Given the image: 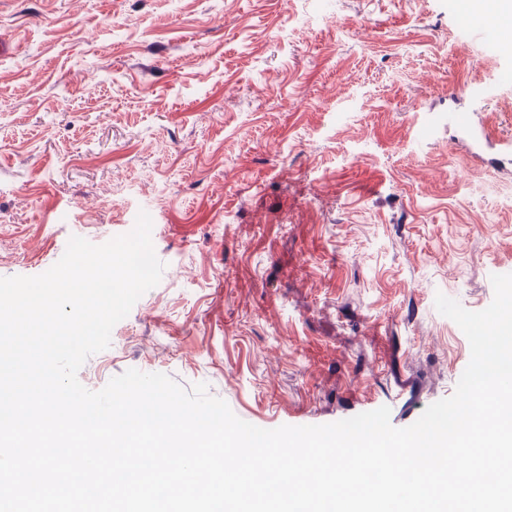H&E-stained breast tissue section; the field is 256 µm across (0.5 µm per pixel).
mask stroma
I'll return each mask as SVG.
<instances>
[{
	"mask_svg": "<svg viewBox=\"0 0 512 512\" xmlns=\"http://www.w3.org/2000/svg\"><path fill=\"white\" fill-rule=\"evenodd\" d=\"M460 0H0V277L70 237L129 233L164 265L78 372L203 382L260 428L390 407L413 424L470 360L471 311L512 273L502 58ZM474 115L455 113L452 120L460 131L471 141L473 147H478L484 141L493 144L499 154L504 156L512 155L511 136L494 138L489 132L488 125L481 121L478 126L474 123Z\"/></svg>",
	"mask_w": 512,
	"mask_h": 512,
	"instance_id": "35a3bbf8",
	"label": "stroma"
}]
</instances>
